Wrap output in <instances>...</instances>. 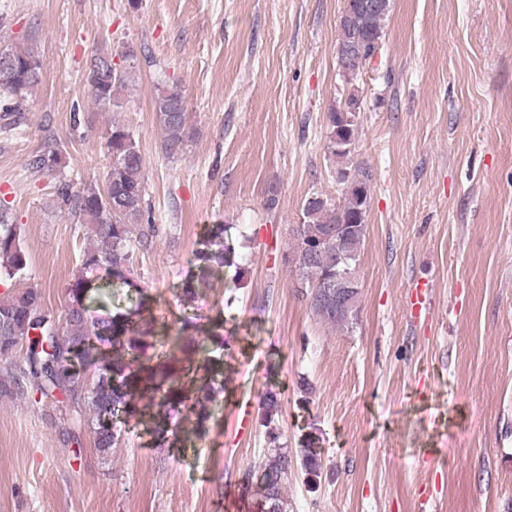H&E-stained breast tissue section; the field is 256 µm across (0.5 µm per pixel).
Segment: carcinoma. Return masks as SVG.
Wrapping results in <instances>:
<instances>
[{
    "label": "carcinoma",
    "instance_id": "obj_1",
    "mask_svg": "<svg viewBox=\"0 0 512 512\" xmlns=\"http://www.w3.org/2000/svg\"><path fill=\"white\" fill-rule=\"evenodd\" d=\"M354 0H346L339 19L336 54L351 53L357 62L350 64L341 76L351 81L361 73L367 61L379 48L385 35V21L391 0H382L375 12L352 9ZM43 63L33 48L8 47L0 50V119L3 129L18 128L23 104L40 81ZM86 81L93 99L101 106L118 103L128 88L130 72L112 64V55L95 53L87 61ZM358 90L353 89L344 104L328 114L326 156L340 166L336 182L342 199L335 200L312 192L302 201L303 221L292 229L291 264L293 288L321 320L332 326L349 327L358 317V260L366 234L370 208L371 174L361 166L345 165L351 159L358 136V114L352 112ZM157 124L164 132L163 151L169 157L182 153L191 141L188 113L183 96L176 89H164L154 101ZM111 163L104 184L85 183L73 188L66 182L57 188L61 207L91 227L92 245L84 250L79 270L70 284V303L64 324L56 322L44 308L42 292L35 286L0 300V360H9L19 345L28 343L26 356L15 369L0 375V398L28 395L40 396L72 412L71 424L65 431L67 441L82 447L83 429L89 428L94 446L108 453L124 442L123 426L138 412V404L146 400L157 404L159 426L156 447L169 444L166 418L168 410L185 405L181 391L189 384L197 395L187 406L195 421L193 431H208L209 403L224 391L223 381L212 374L196 376L195 339L179 341L182 356L162 357L153 365L142 362L151 327L130 312L97 314L86 304L91 288H114L131 285L135 253L151 248L158 225L145 201L144 162L133 132L112 123L106 134ZM29 169L53 172L65 167L62 150L51 145L29 156ZM141 228L134 233L131 225ZM224 224L209 226L198 242L190 260L194 276L185 280L180 299L192 308L199 291L210 281L223 275L224 269L238 267L235 248L224 236ZM28 256L20 244V227L15 224L10 208L0 205V279L27 278ZM347 271L350 277L349 307L338 314L320 303L325 290L336 288V271ZM261 425L273 448L258 470L245 473L247 483L255 487L265 506L272 512H286L283 497L288 470L293 464L288 449L280 447L281 433L275 427L279 400L267 393L260 400ZM319 438L313 434L300 444L301 469L309 484L320 483L322 458Z\"/></svg>",
    "mask_w": 512,
    "mask_h": 512
}]
</instances>
